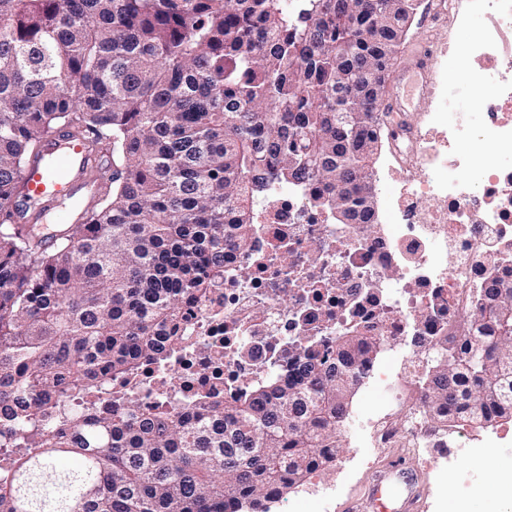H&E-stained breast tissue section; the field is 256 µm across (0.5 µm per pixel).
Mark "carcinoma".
I'll return each mask as SVG.
<instances>
[{
  "label": "carcinoma",
  "mask_w": 512,
  "mask_h": 512,
  "mask_svg": "<svg viewBox=\"0 0 512 512\" xmlns=\"http://www.w3.org/2000/svg\"><path fill=\"white\" fill-rule=\"evenodd\" d=\"M417 0H0V215L61 128L106 147L86 222L49 249L0 221V512H269L340 452L336 432L374 361L356 330L231 407L144 415L91 397L165 355L184 300L224 245L248 246L255 199L304 178L315 204L367 224L363 153L384 132L345 82L382 67L361 29ZM362 112L353 127L338 113ZM512 283L472 305L428 361L425 404L450 425L512 419ZM67 398L80 408L57 410Z\"/></svg>",
  "instance_id": "obj_1"
}]
</instances>
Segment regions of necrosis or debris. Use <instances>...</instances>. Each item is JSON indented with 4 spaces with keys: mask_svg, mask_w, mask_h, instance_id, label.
<instances>
[{
    "mask_svg": "<svg viewBox=\"0 0 512 512\" xmlns=\"http://www.w3.org/2000/svg\"><path fill=\"white\" fill-rule=\"evenodd\" d=\"M471 3L485 23L457 48L456 69L480 110L428 128L398 176L377 173L383 223H336L304 179L267 187L248 247L225 249L207 293L186 303L167 360L114 376L100 406H229L270 379L292 381L307 352L355 327L375 342L390 397L374 447L447 442V423L424 411L428 345L489 282H512V0ZM470 139L488 156L459 153Z\"/></svg>",
    "mask_w": 512,
    "mask_h": 512,
    "instance_id": "4bbe7bcc",
    "label": "necrosis or debris"
}]
</instances>
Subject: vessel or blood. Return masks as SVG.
I'll return each mask as SVG.
<instances>
[{
	"label": "vessel or blood",
	"instance_id": "1",
	"mask_svg": "<svg viewBox=\"0 0 512 512\" xmlns=\"http://www.w3.org/2000/svg\"><path fill=\"white\" fill-rule=\"evenodd\" d=\"M433 56L429 49L420 48L407 55L396 82H409L413 90L426 93L422 74L431 69ZM384 112L391 120L392 133L414 141L417 129L409 123L401 95L387 99ZM98 164L89 152L84 139L62 130L49 137L37 161L32 162L22 176L21 199L13 215V223L31 227L38 219V211L74 197L79 192L95 194L101 189L91 171ZM424 482L420 472L405 458L391 460L378 470L371 481L366 499L371 512H420Z\"/></svg>",
	"mask_w": 512,
	"mask_h": 512
}]
</instances>
